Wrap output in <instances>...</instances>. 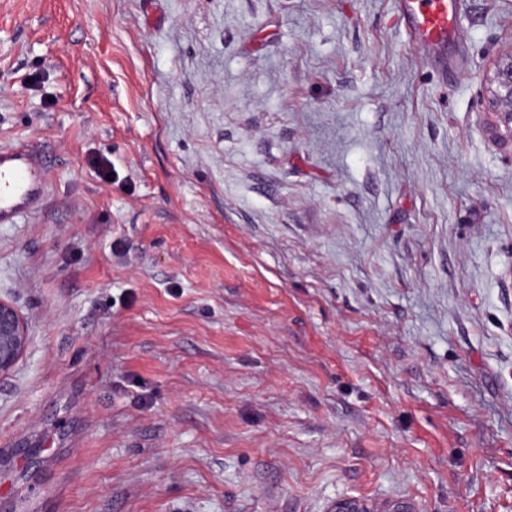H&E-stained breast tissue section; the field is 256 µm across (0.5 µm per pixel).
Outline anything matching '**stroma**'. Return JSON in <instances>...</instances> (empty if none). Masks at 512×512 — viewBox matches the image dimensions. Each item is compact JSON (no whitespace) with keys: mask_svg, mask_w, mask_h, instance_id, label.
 I'll list each match as a JSON object with an SVG mask.
<instances>
[{"mask_svg":"<svg viewBox=\"0 0 512 512\" xmlns=\"http://www.w3.org/2000/svg\"><path fill=\"white\" fill-rule=\"evenodd\" d=\"M400 3L0 0V512H512V0ZM460 1L402 0L405 24L418 47L442 53L455 32ZM491 92V106L494 116L493 126L501 135L503 128L512 141V53L498 59L488 78ZM48 174L23 143L0 147V224H19L43 208ZM27 344L28 331L23 317L13 303L0 298V376L15 367ZM327 512H417V510L408 501L368 502L347 498L334 502Z\"/></svg>","mask_w":512,"mask_h":512,"instance_id":"stroma-1","label":"stroma"}]
</instances>
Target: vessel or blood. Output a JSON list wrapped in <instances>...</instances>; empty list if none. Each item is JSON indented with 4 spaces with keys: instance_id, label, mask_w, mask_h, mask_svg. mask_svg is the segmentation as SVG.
<instances>
[{
    "instance_id": "b4317fda",
    "label": "vessel or blood",
    "mask_w": 512,
    "mask_h": 512,
    "mask_svg": "<svg viewBox=\"0 0 512 512\" xmlns=\"http://www.w3.org/2000/svg\"><path fill=\"white\" fill-rule=\"evenodd\" d=\"M460 0H402L405 24L416 45L443 51L451 40ZM48 174L38 156L19 143L0 147V224H16L43 208Z\"/></svg>"
}]
</instances>
